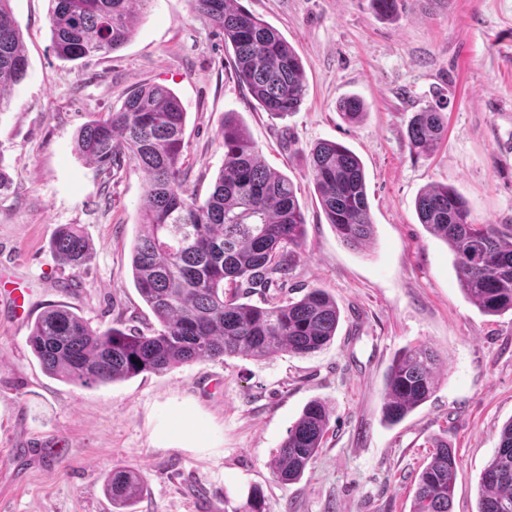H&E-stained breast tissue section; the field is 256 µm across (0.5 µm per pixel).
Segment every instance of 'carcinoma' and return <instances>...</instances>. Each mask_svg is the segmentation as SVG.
<instances>
[{
  "label": "carcinoma",
  "mask_w": 512,
  "mask_h": 512,
  "mask_svg": "<svg viewBox=\"0 0 512 512\" xmlns=\"http://www.w3.org/2000/svg\"><path fill=\"white\" fill-rule=\"evenodd\" d=\"M52 47L76 61L123 46L154 0H50ZM194 13L224 36L233 51L234 74L259 107L274 116L299 110L306 93L301 58L274 27L240 0H191ZM27 73V60L10 0H0V107L8 89ZM341 112L351 122L365 114L351 96ZM186 112L177 95L158 85L128 91L121 106L84 125L76 150L87 161L110 167L127 157L146 177L143 223L131 250L135 287L159 323L149 333L119 324L94 328L64 304L44 310L27 343L51 376L83 387L161 373L206 360L245 356L265 360L286 352L308 356L336 336L340 312L323 288L299 300L243 301L288 279L292 253L304 245L306 220L297 188L271 168L246 128L224 120V166L204 201L184 187ZM443 113L427 108L408 127L411 148H433L445 132ZM314 189L329 224L348 245L364 247L373 221L363 165L346 146L321 142L307 158ZM420 223L447 244L460 288L485 315L512 313V224H474L466 200L445 184L432 183L416 199ZM55 257L81 268L88 242L75 224H62L51 241ZM439 355L426 346L395 355L386 375L381 412L397 423L432 395ZM330 410L312 400L288 428L271 469L285 485L301 479L315 459ZM458 473L456 449L441 443L420 471L410 512H451ZM144 485L140 473L114 468L107 479L112 503L124 506ZM477 512H512V418L502 427L498 449L481 472ZM230 512H268L253 490Z\"/></svg>",
  "instance_id": "obj_1"
}]
</instances>
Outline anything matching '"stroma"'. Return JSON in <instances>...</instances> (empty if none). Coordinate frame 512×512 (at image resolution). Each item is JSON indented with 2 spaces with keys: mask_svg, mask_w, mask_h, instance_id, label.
<instances>
[{
  "mask_svg": "<svg viewBox=\"0 0 512 512\" xmlns=\"http://www.w3.org/2000/svg\"><path fill=\"white\" fill-rule=\"evenodd\" d=\"M300 56L307 91L298 112H264L233 73L223 40L189 0H155L131 39L106 56L67 62L51 49L49 0H11L27 75L0 110V283L24 293L16 317L0 300V512H116L112 469L139 471L132 512H201L197 491L239 506L259 489L270 512H409L415 478L446 439L459 470L453 512H476L478 477L512 419V313L482 314L460 289L447 245L420 224L415 201L443 183L476 224H512V0H399L380 16L371 0H241ZM161 84L187 114L185 185L206 199L224 164L225 113L244 123L266 163L298 187L305 246L286 285L336 298V336L307 357L234 356L94 388L45 373L27 344L47 306L92 327L142 331L156 319L130 272L143 219L145 176L132 160L104 172L75 150L94 116L139 84ZM368 112L347 122L349 95ZM444 112L433 149L412 152L411 117ZM336 141L363 162L374 238L345 245L328 224L306 156ZM79 225L92 250L77 270L50 250L59 225ZM440 356L433 396L395 425L382 419L385 373L403 348ZM313 400L333 414L300 480L280 483L269 462Z\"/></svg>",
  "mask_w": 512,
  "mask_h": 512,
  "instance_id": "35a3bbf8",
  "label": "stroma"
}]
</instances>
